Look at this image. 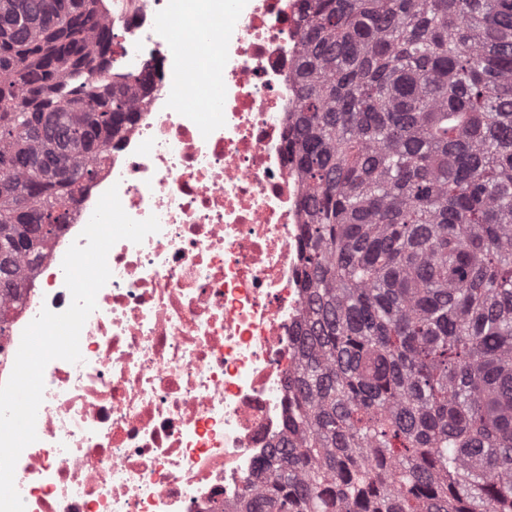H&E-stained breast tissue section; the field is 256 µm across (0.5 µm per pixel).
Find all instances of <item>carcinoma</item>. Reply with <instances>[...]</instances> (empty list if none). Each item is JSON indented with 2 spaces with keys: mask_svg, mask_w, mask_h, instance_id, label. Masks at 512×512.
<instances>
[{
  "mask_svg": "<svg viewBox=\"0 0 512 512\" xmlns=\"http://www.w3.org/2000/svg\"><path fill=\"white\" fill-rule=\"evenodd\" d=\"M103 14L0 0V298L134 121L95 78ZM298 25L299 364L288 438L229 512H512V0H301Z\"/></svg>",
  "mask_w": 512,
  "mask_h": 512,
  "instance_id": "carcinoma-1",
  "label": "carcinoma"
}]
</instances>
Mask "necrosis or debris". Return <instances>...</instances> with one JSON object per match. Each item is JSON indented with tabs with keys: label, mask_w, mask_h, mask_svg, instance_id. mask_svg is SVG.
I'll list each match as a JSON object with an SVG mask.
<instances>
[{
	"label": "necrosis or debris",
	"mask_w": 512,
	"mask_h": 512,
	"mask_svg": "<svg viewBox=\"0 0 512 512\" xmlns=\"http://www.w3.org/2000/svg\"><path fill=\"white\" fill-rule=\"evenodd\" d=\"M206 37L175 40L169 0H136L109 73L155 71L103 170L70 209L0 336L71 304L63 257L100 196L159 232L118 241L110 280L54 360L15 484L26 512H225L285 436L297 364L301 180L286 158L299 0H184Z\"/></svg>",
	"instance_id": "obj_1"
}]
</instances>
